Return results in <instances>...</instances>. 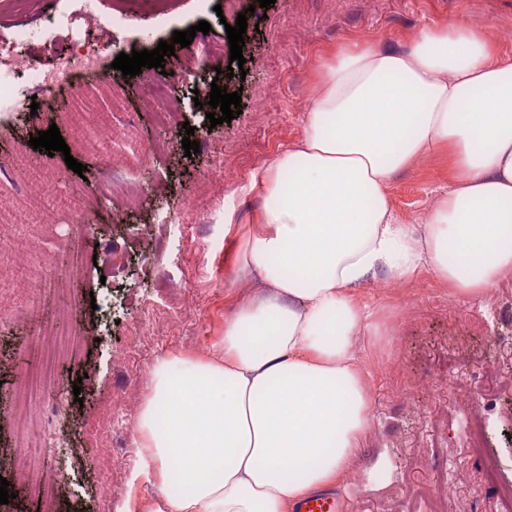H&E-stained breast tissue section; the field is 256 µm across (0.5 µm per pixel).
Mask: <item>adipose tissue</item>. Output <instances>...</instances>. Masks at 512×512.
Segmentation results:
<instances>
[{"instance_id":"1","label":"adipose tissue","mask_w":512,"mask_h":512,"mask_svg":"<svg viewBox=\"0 0 512 512\" xmlns=\"http://www.w3.org/2000/svg\"><path fill=\"white\" fill-rule=\"evenodd\" d=\"M442 148L453 187L422 223H398L387 181ZM258 184L261 227L240 262L266 289L238 304L214 351L156 359L126 512H291L344 480L374 424L355 357L373 314L354 287L378 267L427 266L482 299L512 274V57L461 23L421 29L407 52L348 43L300 142Z\"/></svg>"}]
</instances>
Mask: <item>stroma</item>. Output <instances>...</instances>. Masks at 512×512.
Listing matches in <instances>:
<instances>
[{"mask_svg":"<svg viewBox=\"0 0 512 512\" xmlns=\"http://www.w3.org/2000/svg\"><path fill=\"white\" fill-rule=\"evenodd\" d=\"M257 2L172 0L161 14L151 0H130L127 26L115 28L109 41L93 24L81 25L86 44L112 59L118 47L152 50L202 20L211 26L207 42L227 45L226 25L246 13L244 76H227L224 55L207 59L200 73L173 88L183 120L194 129L197 154L186 155L178 130L143 111L147 92L139 77L118 70L111 92L81 77L54 99L20 76L16 111L0 112V234L19 243L0 256V317L17 321L0 328V477L14 495L0 512H42L30 486L13 478L19 461L33 456L46 473L59 464L49 449L19 447L7 426L31 361L52 362L51 386L81 396L70 405L69 429L83 454L69 465L57 512H123L128 461L95 470L90 461L99 443L87 429L108 430L119 419L134 433L156 359L213 351L225 319L255 293L254 274L235 266L237 245L255 228L262 205L252 182L278 151L301 139L302 97L331 53L351 40L405 52L421 28L462 22L484 29L512 55V15L499 14L491 0L480 12L469 0L453 6L448 0H276L265 10ZM44 10V0H34L21 15L10 0H0V59L12 58L18 34L38 37ZM214 82L241 96L240 115L216 127L193 101L196 86ZM87 106L103 119L82 148L66 115ZM53 125L69 155L86 166L85 176L68 169L65 154L29 146L31 136ZM157 140L170 142V150L139 164L141 148ZM218 159L235 182L219 183ZM112 176L141 184L144 204L112 194L106 183ZM450 185L447 153L421 157L389 179L388 206L399 222L421 223ZM179 205L185 215L163 223ZM354 294L391 336L386 344L366 337L357 350L375 423L343 484V512H502L498 487L512 484V394L488 395L476 379L485 372L512 380V319L491 315L469 323L466 314L484 308V301L456 294L428 268L403 279L377 268ZM175 303L187 306L184 317L169 318ZM136 323L143 324L144 338L135 349L130 331ZM439 374L454 376L455 384L432 386ZM477 416L485 422L479 451L468 446ZM382 459L390 466L388 479L368 481ZM491 463L498 472L494 484L485 480ZM450 465L460 480L448 500L437 484Z\"/></svg>","mask_w":512,"mask_h":512,"instance_id":"1","label":"stroma"}]
</instances>
